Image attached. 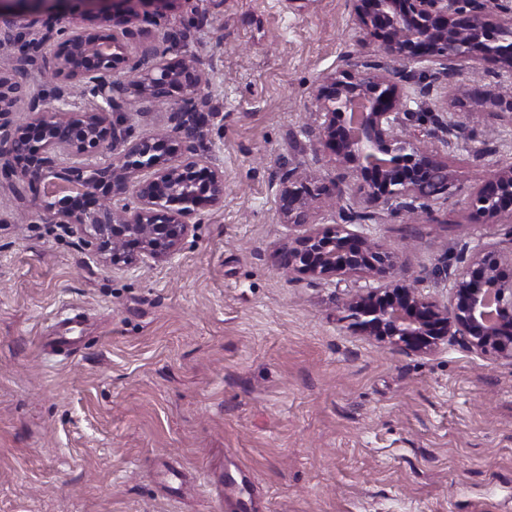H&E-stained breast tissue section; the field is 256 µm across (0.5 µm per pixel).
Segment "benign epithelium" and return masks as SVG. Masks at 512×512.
Returning a JSON list of instances; mask_svg holds the SVG:
<instances>
[{
  "instance_id": "7a95c632",
  "label": "benign epithelium",
  "mask_w": 512,
  "mask_h": 512,
  "mask_svg": "<svg viewBox=\"0 0 512 512\" xmlns=\"http://www.w3.org/2000/svg\"><path fill=\"white\" fill-rule=\"evenodd\" d=\"M112 2L118 20L107 33L80 21L53 25L50 4L67 0H0V19L17 32L0 65V184L21 200L35 191L39 219L80 234L105 266L170 262L191 231V219L224 199V171L203 146L207 114L201 109L204 70L180 53V36L149 66L135 59V36L187 0H83ZM354 30L372 42V58L349 55L343 67L321 77L313 93L320 117L315 151L327 154L338 174L327 180L290 168L279 179L282 223L305 231L280 253L290 275L333 282L362 276L382 283L360 286L341 307L355 331L391 348L431 355L450 341L472 353L512 364V246L476 238L464 243L455 268L410 274L398 253L353 229L378 213L357 208L365 199L394 214L429 213L453 196L458 179L435 146L453 149L466 137L464 112L440 118L415 111L416 96H429L477 59L497 70L475 85L479 102L512 112V0H348ZM48 50L54 82L21 97L17 80L31 74L37 53ZM420 69H415V66ZM162 92L176 103L173 126L137 135L125 113ZM28 112L27 122L16 114ZM442 177L431 194V177ZM127 197L133 203L114 206ZM469 204L481 224L505 225L512 242V157L490 165L470 186ZM320 203L340 208V222L318 224ZM428 278L448 286V300L423 295Z\"/></svg>"
}]
</instances>
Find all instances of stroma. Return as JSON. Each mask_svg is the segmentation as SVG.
Masks as SVG:
<instances>
[{
    "label": "stroma",
    "mask_w": 512,
    "mask_h": 512,
    "mask_svg": "<svg viewBox=\"0 0 512 512\" xmlns=\"http://www.w3.org/2000/svg\"><path fill=\"white\" fill-rule=\"evenodd\" d=\"M166 31L208 72L224 201L172 262L129 269L0 188V512H512V364L386 347L341 308L361 279L279 265L281 172L337 174L307 134L313 89L373 51L347 0H191L140 37L143 63ZM468 126L448 157L462 191L364 227L409 272L505 239L466 189L512 116Z\"/></svg>",
    "instance_id": "stroma-1"
}]
</instances>
